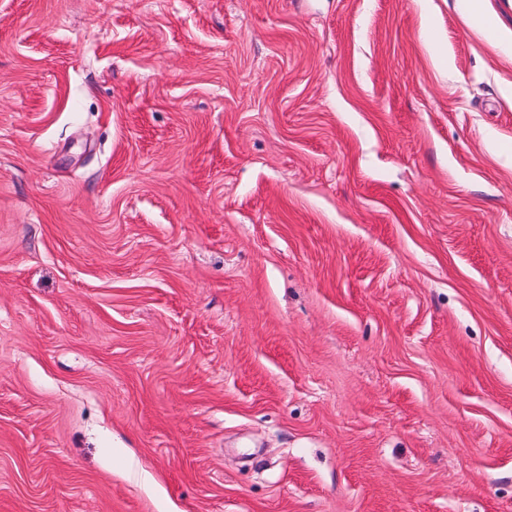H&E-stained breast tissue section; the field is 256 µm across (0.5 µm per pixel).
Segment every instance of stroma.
<instances>
[{
    "mask_svg": "<svg viewBox=\"0 0 512 512\" xmlns=\"http://www.w3.org/2000/svg\"><path fill=\"white\" fill-rule=\"evenodd\" d=\"M0 0V512H512V0ZM462 1L473 28L479 34L483 36H488L492 28V23L484 14L482 0Z\"/></svg>",
    "mask_w": 512,
    "mask_h": 512,
    "instance_id": "1",
    "label": "stroma"
}]
</instances>
